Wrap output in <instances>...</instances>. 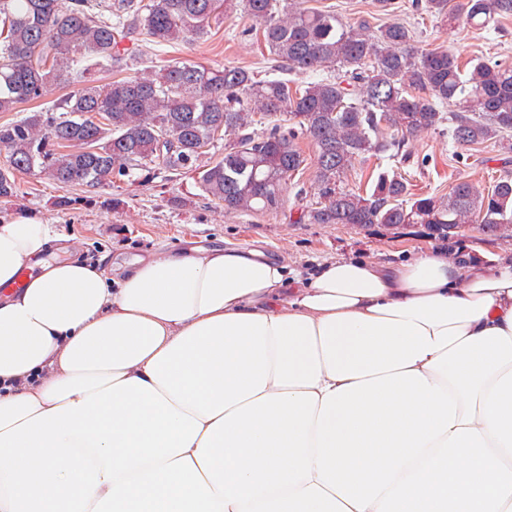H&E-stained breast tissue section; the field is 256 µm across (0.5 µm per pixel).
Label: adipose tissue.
I'll return each instance as SVG.
<instances>
[{
  "label": "adipose tissue",
  "mask_w": 512,
  "mask_h": 512,
  "mask_svg": "<svg viewBox=\"0 0 512 512\" xmlns=\"http://www.w3.org/2000/svg\"><path fill=\"white\" fill-rule=\"evenodd\" d=\"M55 239L0 220V512H512V264Z\"/></svg>",
  "instance_id": "adipose-tissue-1"
}]
</instances>
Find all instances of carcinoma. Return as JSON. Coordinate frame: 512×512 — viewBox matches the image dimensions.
<instances>
[{"instance_id": "obj_1", "label": "carcinoma", "mask_w": 512, "mask_h": 512, "mask_svg": "<svg viewBox=\"0 0 512 512\" xmlns=\"http://www.w3.org/2000/svg\"><path fill=\"white\" fill-rule=\"evenodd\" d=\"M449 2L422 0L416 9L448 26L458 19ZM237 8L272 66L309 81L173 61L153 74L99 83L104 66L128 69L121 39L189 44L211 33L222 10ZM507 15L512 0L465 3L475 26ZM54 84L70 88L54 108L0 125V199L14 196L18 173L38 169L59 184L100 188L154 163L198 173L202 191L226 214L272 211L303 170L306 140L315 147L320 201L301 211L300 224H426L452 238L476 223L489 236L512 233L507 176L489 187L459 178L440 196L416 195L406 178L381 170L362 191L344 187L356 161H380L444 125L460 148L494 139L512 153V65L474 59L466 70L444 46L415 49L399 23L371 34L304 0H0V112L42 98ZM219 140L224 157L201 165Z\"/></svg>"}]
</instances>
